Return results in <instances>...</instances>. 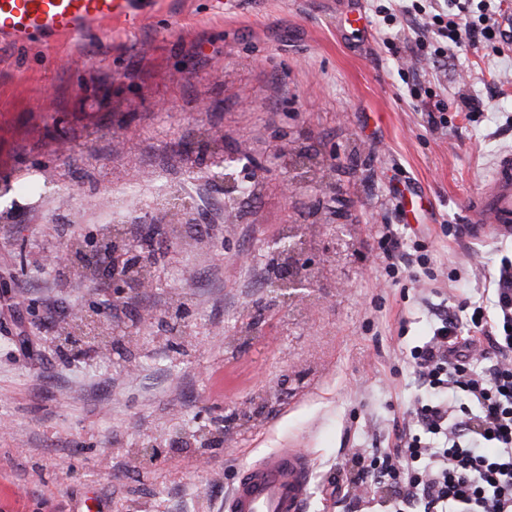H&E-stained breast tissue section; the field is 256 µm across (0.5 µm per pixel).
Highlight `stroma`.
<instances>
[{
  "instance_id": "stroma-1",
  "label": "stroma",
  "mask_w": 512,
  "mask_h": 512,
  "mask_svg": "<svg viewBox=\"0 0 512 512\" xmlns=\"http://www.w3.org/2000/svg\"><path fill=\"white\" fill-rule=\"evenodd\" d=\"M223 2L150 0L104 35L0 47V512H224L241 470L292 443L314 460L307 512H355L336 466L384 447L415 399L432 305H485L512 259V240L454 234L512 148V43L430 62L412 21L385 20L391 0H363V32L334 0ZM206 130L255 187L231 224ZM91 133L93 155L57 156ZM287 149L316 162L289 193ZM163 205L187 208L178 232ZM115 224L149 245L154 284L76 353L59 325L110 318L94 250ZM387 224L425 267L386 275ZM294 227L306 247L288 258ZM76 240L68 267L45 263ZM287 274L310 279L301 297Z\"/></svg>"
}]
</instances>
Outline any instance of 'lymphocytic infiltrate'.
Returning <instances> with one entry per match:
<instances>
[{
  "instance_id": "1",
  "label": "lymphocytic infiltrate",
  "mask_w": 512,
  "mask_h": 512,
  "mask_svg": "<svg viewBox=\"0 0 512 512\" xmlns=\"http://www.w3.org/2000/svg\"><path fill=\"white\" fill-rule=\"evenodd\" d=\"M403 17L422 16L449 45H476L494 26L413 0ZM492 307L469 322L440 309L430 334L410 351L425 396L396 424L394 439L336 470V488L354 504L389 493L390 512H512V260L490 278Z\"/></svg>"
}]
</instances>
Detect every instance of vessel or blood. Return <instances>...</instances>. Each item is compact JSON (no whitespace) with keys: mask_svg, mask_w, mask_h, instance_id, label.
Here are the masks:
<instances>
[{"mask_svg":"<svg viewBox=\"0 0 512 512\" xmlns=\"http://www.w3.org/2000/svg\"><path fill=\"white\" fill-rule=\"evenodd\" d=\"M138 0H0V45L51 46L130 17ZM469 234L512 238V149L501 151L489 181L464 203ZM314 463L300 448H280L245 468L224 512H304Z\"/></svg>","mask_w":512,"mask_h":512,"instance_id":"vessel-or-blood-1","label":"vessel or blood"}]
</instances>
